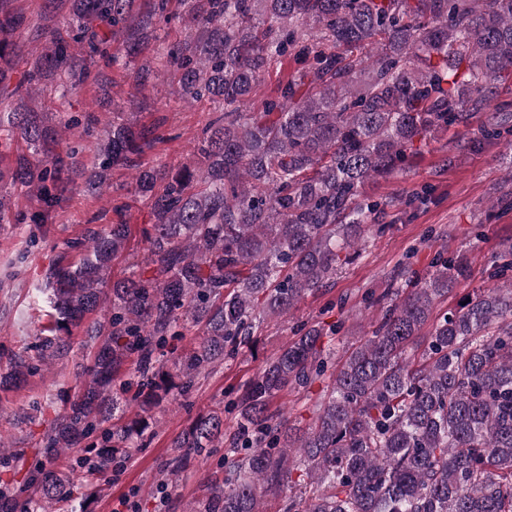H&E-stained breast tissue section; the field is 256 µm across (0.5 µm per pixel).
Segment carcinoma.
I'll use <instances>...</instances> for the list:
<instances>
[{
	"mask_svg": "<svg viewBox=\"0 0 512 512\" xmlns=\"http://www.w3.org/2000/svg\"><path fill=\"white\" fill-rule=\"evenodd\" d=\"M0 0V34L22 19ZM137 0H69L64 26L12 83L9 42L0 40V90L16 106L0 113V147L26 144L0 168V184L35 191L41 206L22 220L43 224L61 202L53 148L70 128L63 112L25 101L47 79L73 74L77 54L107 56L112 37L128 35L138 52ZM186 36L171 53L181 96L223 101L200 138L198 158L176 172L144 168L135 192L151 200L147 248L129 275L111 280L112 260L129 227L87 228L76 264L49 276L53 310L43 358L105 302V337L82 391L43 440L47 459L90 437L75 465L107 470L150 428V413L174 389L248 342L263 316H283L319 291L351 260L364 228L399 200L367 196L368 181L402 170L415 143L450 126L468 127L512 77V0H181ZM294 54L305 67L258 110H244L270 62ZM484 136L512 135V103L491 113ZM144 130H105L93 183L116 166H135ZM468 266L438 254L422 278L399 273L383 299L379 325L336 372L308 430L292 436L269 410L289 386H305L324 367L327 335L304 327L275 353L236 403L196 417L178 434L183 459L207 458L226 442L222 475L205 484L192 512H263L262 498L283 484L299 488L284 512H512V283L480 289L445 312L426 334L435 301ZM201 327L196 344L170 364L165 350ZM139 364L122 371L128 356ZM135 417L101 428L122 397ZM298 477H293V472ZM35 494L73 495L67 477L41 468Z\"/></svg>",
	"mask_w": 512,
	"mask_h": 512,
	"instance_id": "cac0c4a2",
	"label": "carcinoma"
}]
</instances>
